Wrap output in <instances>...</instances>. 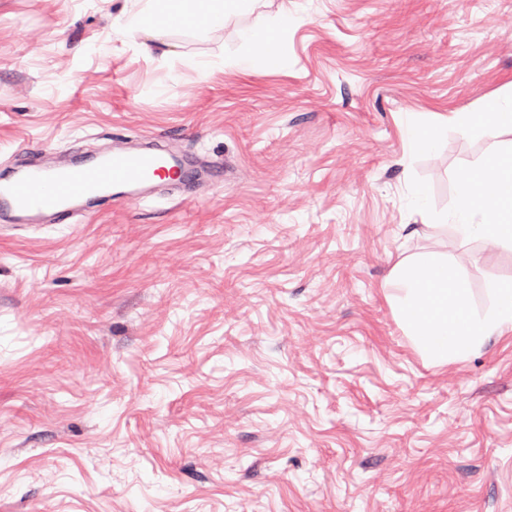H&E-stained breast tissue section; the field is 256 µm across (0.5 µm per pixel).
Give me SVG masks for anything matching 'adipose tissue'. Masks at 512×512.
<instances>
[{"instance_id":"1","label":"adipose tissue","mask_w":512,"mask_h":512,"mask_svg":"<svg viewBox=\"0 0 512 512\" xmlns=\"http://www.w3.org/2000/svg\"><path fill=\"white\" fill-rule=\"evenodd\" d=\"M262 0H149L145 9L118 14L114 28L207 31L223 27L233 14L257 12L255 23L239 33L244 45L231 63L240 71L282 69L288 65V34L294 13L287 5L265 11ZM448 127L490 128L496 140L489 156L464 173L457 188L451 225L440 232L459 240L479 238L512 245V88L486 101L477 112H439L432 122L403 128L410 150L434 151ZM387 298L418 353L441 366L467 358L491 342L512 338V280L491 288L487 309L476 310L459 270L447 257L428 254L395 262Z\"/></svg>"}]
</instances>
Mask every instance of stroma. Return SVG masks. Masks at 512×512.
<instances>
[{
  "instance_id": "stroma-1",
  "label": "stroma",
  "mask_w": 512,
  "mask_h": 512,
  "mask_svg": "<svg viewBox=\"0 0 512 512\" xmlns=\"http://www.w3.org/2000/svg\"><path fill=\"white\" fill-rule=\"evenodd\" d=\"M145 0H0V173L125 137L196 177L81 224L0 226V512H512V344L427 363L385 296L447 252L476 309L512 247L445 223L490 132L400 123L512 83V0H301L288 66L116 33ZM213 165L224 179L203 174Z\"/></svg>"
}]
</instances>
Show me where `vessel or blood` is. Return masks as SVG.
<instances>
[{
  "label": "vessel or blood",
  "instance_id": "b4317fda",
  "mask_svg": "<svg viewBox=\"0 0 512 512\" xmlns=\"http://www.w3.org/2000/svg\"><path fill=\"white\" fill-rule=\"evenodd\" d=\"M176 157L154 144L112 146L80 163L33 166L0 183V211L19 224L47 217L56 224H79L87 204L143 194L156 180L172 177Z\"/></svg>",
  "mask_w": 512,
  "mask_h": 512
}]
</instances>
